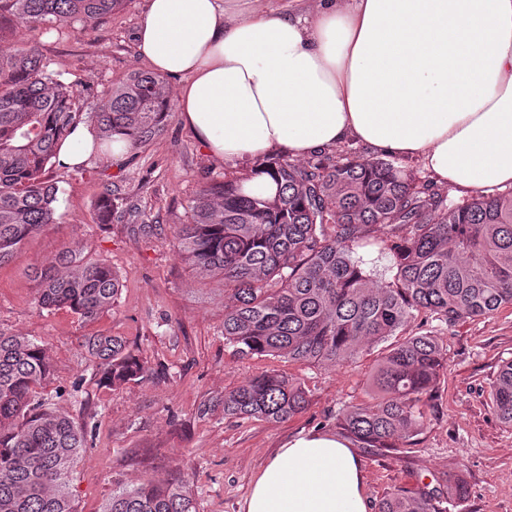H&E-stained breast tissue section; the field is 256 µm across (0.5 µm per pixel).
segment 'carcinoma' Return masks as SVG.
<instances>
[{
    "label": "carcinoma",
    "instance_id": "obj_1",
    "mask_svg": "<svg viewBox=\"0 0 512 512\" xmlns=\"http://www.w3.org/2000/svg\"><path fill=\"white\" fill-rule=\"evenodd\" d=\"M127 0H0V30L55 22L84 27L112 16ZM80 90L49 69L36 46L0 51V266L57 223L59 186L49 170L56 145L80 123L99 145L121 135L137 150L160 136L172 115L165 79L134 72L112 87L97 110L76 105ZM271 195L246 179H212L189 202L191 222L170 234L182 260L224 281V342L242 358L271 356L325 367L353 361L397 335L418 315L447 326L512 304V196H481L448 205L431 184L382 158L339 156L301 162L276 156L259 163ZM105 185L99 224L117 213ZM385 230L379 250L394 251L390 276L365 269L357 249ZM35 304L67 308L93 321L114 304L112 266L64 248L55 264L34 269ZM85 348L112 386L149 377L124 338L89 336ZM445 354L433 332L392 345L379 359L367 403L336 414L344 434L375 451L414 444L427 420L423 398L437 387ZM50 375L42 342L0 332V512H77L66 491L87 432L49 407L36 388ZM512 427V360L490 392ZM309 391L298 379L264 370L224 392L228 419L281 422L304 413ZM468 484L448 476V493L396 490L377 512H448ZM102 512H198L181 481L117 486Z\"/></svg>",
    "mask_w": 512,
    "mask_h": 512
}]
</instances>
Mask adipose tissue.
I'll use <instances>...</instances> for the list:
<instances>
[{"label":"adipose tissue","mask_w":512,"mask_h":512,"mask_svg":"<svg viewBox=\"0 0 512 512\" xmlns=\"http://www.w3.org/2000/svg\"><path fill=\"white\" fill-rule=\"evenodd\" d=\"M136 42L177 78L179 118L218 161L352 142L468 192L512 186V0H144ZM96 141L79 124L60 163L98 158ZM242 512H370L356 451L288 440Z\"/></svg>","instance_id":"1"}]
</instances>
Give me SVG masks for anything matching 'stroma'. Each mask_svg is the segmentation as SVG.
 I'll return each mask as SVG.
<instances>
[{
  "label": "stroma",
  "mask_w": 512,
  "mask_h": 512,
  "mask_svg": "<svg viewBox=\"0 0 512 512\" xmlns=\"http://www.w3.org/2000/svg\"><path fill=\"white\" fill-rule=\"evenodd\" d=\"M143 0L84 33L78 25L4 35L0 47L39 46L50 68L81 83L80 105L90 112L113 83L142 70L135 33ZM249 165L215 160L171 117L164 132L118 161L51 172L62 193L59 220L0 266V332L47 343L51 375L41 392L53 408L92 429L69 482L78 512H101L115 485L182 479L199 512H241L253 475L287 439L335 433L339 409L367 402L380 356L372 348L336 367L235 355L224 342V282L200 281L181 260L170 234L136 232L141 223L184 224L188 203L209 178L248 175ZM118 197L112 223L95 221L104 187ZM109 263L120 291L112 308L86 322L68 309L34 304L31 266L54 260L62 247ZM433 331L446 354V371L423 410L428 424L415 445L378 453L359 449L366 491L378 503L395 490L446 489L462 474L469 486L449 512H512V427L489 400L500 361L512 359V305L452 326L418 316L407 334ZM93 335L120 336L140 352L152 378L109 386L82 344ZM299 379L308 409L283 422L228 419L226 390L265 369Z\"/></svg>",
  "instance_id": "stroma-1"
}]
</instances>
